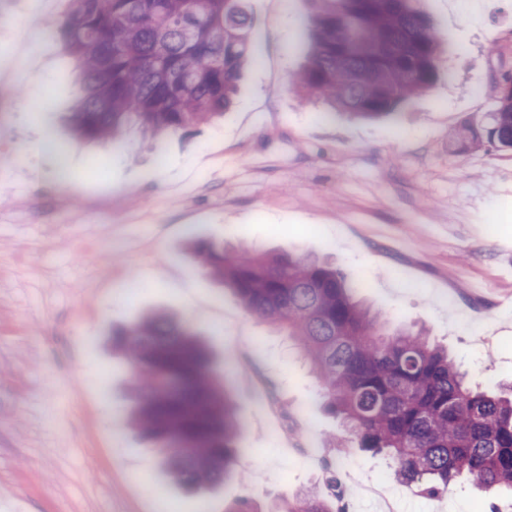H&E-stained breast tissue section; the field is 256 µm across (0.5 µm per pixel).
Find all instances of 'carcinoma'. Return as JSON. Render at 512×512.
I'll return each instance as SVG.
<instances>
[{
  "label": "carcinoma",
  "instance_id": "cac0c4a2",
  "mask_svg": "<svg viewBox=\"0 0 512 512\" xmlns=\"http://www.w3.org/2000/svg\"><path fill=\"white\" fill-rule=\"evenodd\" d=\"M50 34L77 62L72 135L113 150L138 127L163 158L167 140L224 116L254 60L246 0H70ZM310 43L289 89L329 110L395 118L436 76L440 38L423 0H311ZM512 72L493 80L494 111L462 125V148L512 149ZM195 261L244 311L285 331L309 359L323 404L359 447L431 497L461 475L489 495L512 489V385L499 395L466 381L424 331L354 299L344 274L317 259L196 242ZM128 361L131 421L161 448L170 477L198 493L234 475L240 428L230 386L193 330L154 314L112 335ZM331 474L277 512H343Z\"/></svg>",
  "mask_w": 512,
  "mask_h": 512
}]
</instances>
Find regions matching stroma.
Returning <instances> with one entry per match:
<instances>
[{"instance_id": "1", "label": "stroma", "mask_w": 512, "mask_h": 512, "mask_svg": "<svg viewBox=\"0 0 512 512\" xmlns=\"http://www.w3.org/2000/svg\"><path fill=\"white\" fill-rule=\"evenodd\" d=\"M445 38L434 85L399 119L324 120L288 80L304 63L310 0H248L257 55L223 121L169 138L164 162L129 129L109 151L73 138L74 61L38 17L0 0V500L24 512H273L335 465L347 512H379L361 486L386 480L401 512H512L472 482L419 497L383 455L342 431L296 343L248 317L187 255L191 240L292 252L336 266L356 300L425 325L487 390L512 382V152L461 150L450 132L493 111L486 89L512 64V0H425ZM28 37L38 57L22 56ZM500 56H489L491 46ZM158 309L217 354L241 421L236 477L197 494L156 464L131 426L130 370L114 330ZM272 401L253 403L257 381Z\"/></svg>"}]
</instances>
